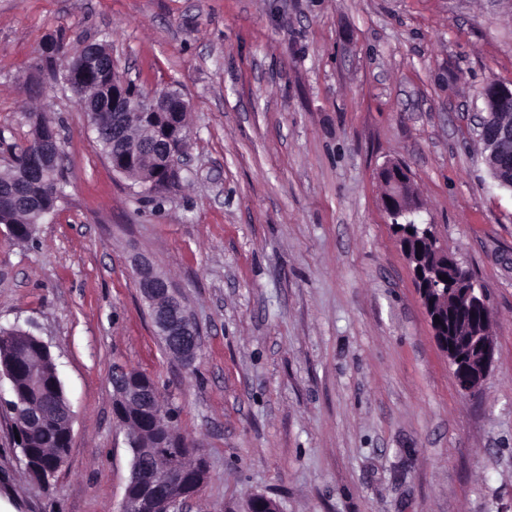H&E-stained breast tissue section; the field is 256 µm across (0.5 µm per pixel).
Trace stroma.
<instances>
[{
	"label": "stroma",
	"mask_w": 512,
	"mask_h": 512,
	"mask_svg": "<svg viewBox=\"0 0 512 512\" xmlns=\"http://www.w3.org/2000/svg\"><path fill=\"white\" fill-rule=\"evenodd\" d=\"M107 45L120 72L192 104L151 196L114 175L40 48ZM512 83V0H0V171L42 111L66 181L16 240L0 224V327L48 344L75 414L51 486L0 412L9 512H119L130 475L114 365L150 375L209 477L186 512H512V191L474 130ZM406 165L482 288L495 362L462 394L381 205ZM142 255L201 329L164 351L132 273Z\"/></svg>",
	"instance_id": "1"
}]
</instances>
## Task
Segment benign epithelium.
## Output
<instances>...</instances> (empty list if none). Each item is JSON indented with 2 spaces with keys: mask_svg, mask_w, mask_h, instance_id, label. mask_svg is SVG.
I'll return each instance as SVG.
<instances>
[{
  "mask_svg": "<svg viewBox=\"0 0 512 512\" xmlns=\"http://www.w3.org/2000/svg\"><path fill=\"white\" fill-rule=\"evenodd\" d=\"M43 52L70 61L69 86L80 108L93 111L92 103L99 99L101 86L108 85L112 127L128 132L133 122L144 121L143 111L154 113L151 123L144 125L145 138L159 145L154 153V166L149 170L145 187L153 189L168 181L179 164L183 143L188 132L180 121L188 102L176 89L151 91L145 98L147 108L137 105L139 97L133 91L131 80L120 74L112 59H104L95 49L76 56L64 52L57 42L43 44ZM486 115L479 116L478 137L483 142L486 163L498 184L512 189V158L504 148L512 147V121L504 118L512 112V86L490 80L482 89ZM35 125L41 134L30 141L21 156L14 159L20 171L15 189L44 201L57 192L47 179V170L55 164L59 149L57 131L52 122L41 115ZM112 172L127 176L129 169L138 165L134 153H120L112 159ZM384 186L383 209L396 230L400 249L412 267L420 297L429 318L434 336L454 367V377L464 394L477 391L490 373L496 354V341L489 332L491 313L486 299L472 276L459 275L460 264L442 242L433 225L420 224L412 216L422 209L413 189L412 176L402 163L391 162L378 171ZM138 288L148 304V312L156 335L164 349L182 366L190 368L198 358L201 331L193 316L183 304L170 279L158 272L144 258L134 262ZM445 275L448 280L440 279ZM440 323H435L434 317ZM28 383L35 395L34 403L10 409L13 428L24 436L30 409L52 398L51 406L60 411L65 425V436H72L73 414L63 392L59 375L49 379L37 368L30 369ZM114 412L117 418L125 415V408L135 406L146 419H155L152 386L134 380L121 365L112 370ZM131 450V472L122 500L123 512H182L184 502L207 481L209 471L189 470L172 458L167 463L146 472L140 464L143 453V435L128 437ZM248 512H278V505L263 496H253Z\"/></svg>",
  "mask_w": 512,
  "mask_h": 512,
  "instance_id": "obj_1",
  "label": "benign epithelium"
}]
</instances>
